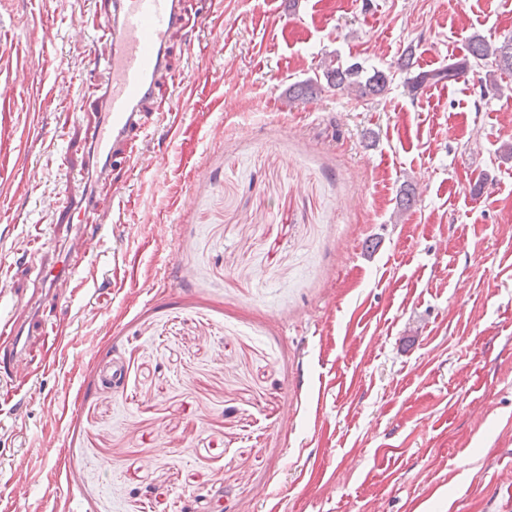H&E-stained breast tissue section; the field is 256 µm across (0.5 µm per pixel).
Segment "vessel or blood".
<instances>
[{"mask_svg": "<svg viewBox=\"0 0 512 512\" xmlns=\"http://www.w3.org/2000/svg\"><path fill=\"white\" fill-rule=\"evenodd\" d=\"M188 0H110L111 8L96 12L90 24H76L73 36H83L87 27L108 35L106 54L94 60L99 73L91 109L94 118L84 130L80 144L84 172L94 182L112 183L115 166L135 165L139 157L134 142L146 139L145 118L156 106L158 94L169 71V48L187 25ZM112 195L122 198L126 186L112 183ZM54 208L76 217L75 235L70 238L67 265L41 267L39 286L54 290L61 298L73 297L80 289L82 260L101 245V224L95 223L101 201L95 191L59 196ZM71 332L59 320L41 321L36 334L23 336L18 317L0 319V363L9 377L32 379L49 370L56 356L68 346Z\"/></svg>", "mask_w": 512, "mask_h": 512, "instance_id": "1", "label": "vessel or blood"}]
</instances>
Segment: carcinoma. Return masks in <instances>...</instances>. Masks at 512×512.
<instances>
[{
  "instance_id": "cac0c4a2",
  "label": "carcinoma",
  "mask_w": 512,
  "mask_h": 512,
  "mask_svg": "<svg viewBox=\"0 0 512 512\" xmlns=\"http://www.w3.org/2000/svg\"><path fill=\"white\" fill-rule=\"evenodd\" d=\"M471 59L477 64L490 67L485 75L478 77V81L492 84L495 82V72L512 73V39L496 45L479 35L471 37L463 57L439 69L421 71L408 78L410 91L416 96L429 84L458 78L468 71ZM320 70L321 73L288 87V103L316 95L326 87L354 93L361 98L378 96L385 92L388 85L387 75L379 70L365 79L361 78L363 69L355 63L343 67L333 59H326L320 65Z\"/></svg>"
}]
</instances>
